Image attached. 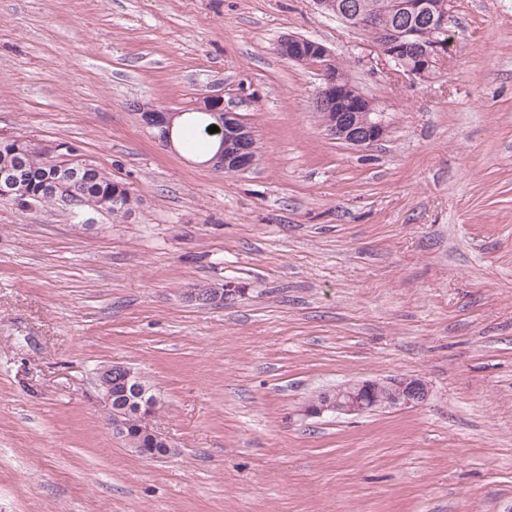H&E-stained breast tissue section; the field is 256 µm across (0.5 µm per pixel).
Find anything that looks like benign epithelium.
<instances>
[{
  "label": "benign epithelium",
  "instance_id": "7a95c632",
  "mask_svg": "<svg viewBox=\"0 0 512 512\" xmlns=\"http://www.w3.org/2000/svg\"><path fill=\"white\" fill-rule=\"evenodd\" d=\"M454 0H439L435 12L431 13L430 22H435L436 15H441L437 33L439 37L422 46L420 50V72L412 76L423 78L437 68L445 58L448 50L449 30L444 28L447 19L452 17ZM322 13L341 22L365 30L372 26L371 21L350 16L340 9L336 0H316ZM298 37L290 36L283 40L280 47L288 52L292 61L302 62L312 57L304 53L297 44ZM379 54L394 68L401 69L400 52L403 47L394 39L387 37L374 41ZM201 109L214 108L224 112L230 128L229 136L208 162L218 170L245 172L254 163L255 138L253 131L231 110L224 108V97L207 95L199 101ZM314 107L326 108L324 126L330 135L356 146H369L382 140L389 132L388 113L377 102L361 94L348 97L341 93L339 79L331 72L321 70V85L314 99ZM176 111L159 110L153 106L141 107L142 124L152 131L153 138L163 147L173 146L171 130ZM94 167L88 164L76 165L70 160L58 164L55 173L39 186V193L52 198L55 204L71 213H76L82 206V197L97 182ZM31 186L22 178L20 171L4 169L0 171V199L12 202H25L32 196ZM429 386L421 378L393 377L378 380H365L349 383L325 395L318 404H306L302 414L307 417L317 416L326 411L344 415H359L378 409L397 407H416L429 397Z\"/></svg>",
  "mask_w": 512,
  "mask_h": 512
}]
</instances>
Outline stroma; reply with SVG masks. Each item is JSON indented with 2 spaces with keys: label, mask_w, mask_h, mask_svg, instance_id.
<instances>
[{
  "label": "stroma",
  "mask_w": 512,
  "mask_h": 512,
  "mask_svg": "<svg viewBox=\"0 0 512 512\" xmlns=\"http://www.w3.org/2000/svg\"><path fill=\"white\" fill-rule=\"evenodd\" d=\"M450 30L421 80L314 0H0V138L68 143L139 200L0 201V512H512V0H456ZM289 35L387 109L383 141L328 135ZM217 93L255 134L247 172L132 108ZM197 284L241 293L204 309ZM113 362L177 455L113 436ZM390 376L428 401L299 413ZM297 40H306L305 38L296 37V36H288V38L284 39L283 42L280 44V47L288 52V58L292 61L302 62L304 63V60L313 58L310 63L312 64H320L321 61L316 58L315 56H312L313 51H310L309 54H305L304 50L302 49V46H299L297 44ZM313 44L314 49H317L316 56H320L322 58L329 57L331 59H334L333 56L330 54L328 49L320 42L313 43L310 40H306ZM179 114L176 111L159 110L152 105H142L139 113L143 125L152 131L153 138L166 148L173 146L171 130L173 120Z\"/></svg>",
  "instance_id": "1"
}]
</instances>
